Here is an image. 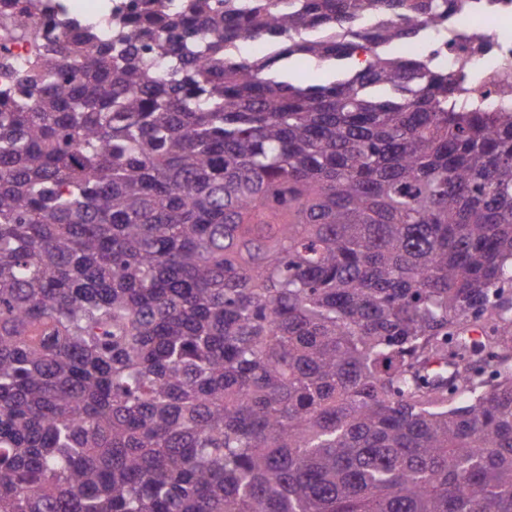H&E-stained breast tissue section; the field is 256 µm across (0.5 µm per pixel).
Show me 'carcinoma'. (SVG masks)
Wrapping results in <instances>:
<instances>
[{
    "instance_id": "cac0c4a2",
    "label": "carcinoma",
    "mask_w": 512,
    "mask_h": 512,
    "mask_svg": "<svg viewBox=\"0 0 512 512\" xmlns=\"http://www.w3.org/2000/svg\"><path fill=\"white\" fill-rule=\"evenodd\" d=\"M468 5L0 0V512H512V98L390 52ZM11 32L2 28L0 25V47L6 46L10 49L11 59L16 66L23 65L32 53V47L29 44L19 40H10ZM281 70L296 85L327 84L341 77L342 69L308 57H292L281 63Z\"/></svg>"
}]
</instances>
